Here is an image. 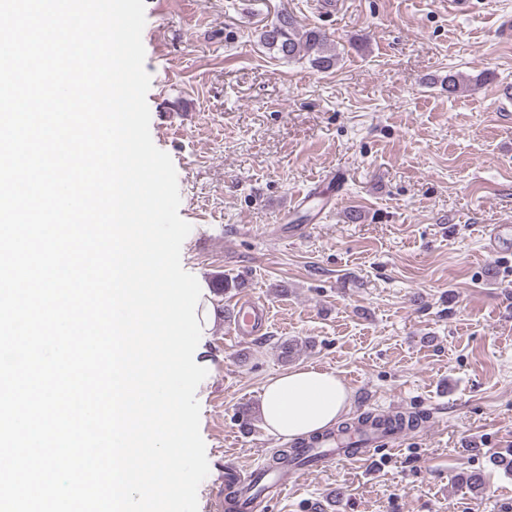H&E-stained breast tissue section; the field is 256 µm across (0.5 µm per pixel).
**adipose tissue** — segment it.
Here are the masks:
<instances>
[{"mask_svg":"<svg viewBox=\"0 0 512 512\" xmlns=\"http://www.w3.org/2000/svg\"><path fill=\"white\" fill-rule=\"evenodd\" d=\"M350 408V390L335 372L298 367L279 373L261 390L260 412L278 438H307L332 427Z\"/></svg>","mask_w":512,"mask_h":512,"instance_id":"adipose-tissue-1","label":"adipose tissue"}]
</instances>
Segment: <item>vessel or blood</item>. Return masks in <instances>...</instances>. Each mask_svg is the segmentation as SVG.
Returning <instances> with one entry per match:
<instances>
[{
	"instance_id": "b4317fda",
	"label": "vessel or blood",
	"mask_w": 512,
	"mask_h": 512,
	"mask_svg": "<svg viewBox=\"0 0 512 512\" xmlns=\"http://www.w3.org/2000/svg\"><path fill=\"white\" fill-rule=\"evenodd\" d=\"M269 321L267 305L244 297L235 302L228 329L231 335L239 338L255 336L267 329ZM405 438L404 432L387 429L370 436L366 447L345 450L337 448L335 440L326 437L315 445L314 452L318 467L324 468L334 463L365 459L376 445L398 449ZM294 474V469L270 466L261 473H246L230 463L224 467V486L225 490L235 491L238 512H267L271 501L282 496L289 478Z\"/></svg>"
}]
</instances>
